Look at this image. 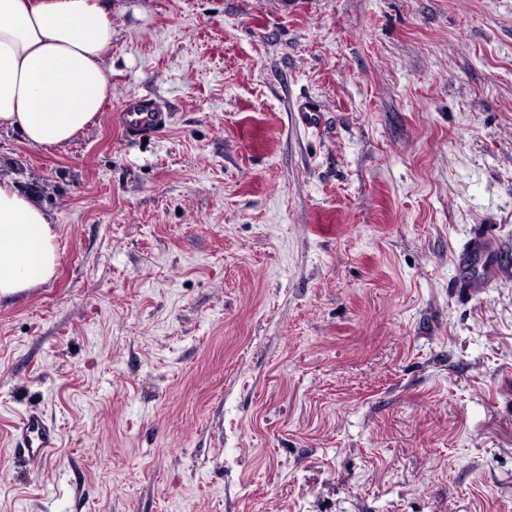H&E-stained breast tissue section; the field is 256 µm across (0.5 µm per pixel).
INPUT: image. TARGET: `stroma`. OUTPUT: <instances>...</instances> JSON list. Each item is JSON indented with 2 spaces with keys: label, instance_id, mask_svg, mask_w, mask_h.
Returning <instances> with one entry per match:
<instances>
[{
  "label": "stroma",
  "instance_id": "35a3bbf8",
  "mask_svg": "<svg viewBox=\"0 0 512 512\" xmlns=\"http://www.w3.org/2000/svg\"><path fill=\"white\" fill-rule=\"evenodd\" d=\"M110 18L97 122L0 131L59 234L0 300V512H512V0ZM120 117L127 135L148 136L165 128L168 114L156 101L128 97L122 102ZM17 448H24L33 458L48 456L56 448V433L36 415H28L18 425Z\"/></svg>",
  "mask_w": 512,
  "mask_h": 512
}]
</instances>
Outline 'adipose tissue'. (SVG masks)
Returning a JSON list of instances; mask_svg holds the SVG:
<instances>
[{"label": "adipose tissue", "instance_id": "ef3b65f1", "mask_svg": "<svg viewBox=\"0 0 512 512\" xmlns=\"http://www.w3.org/2000/svg\"><path fill=\"white\" fill-rule=\"evenodd\" d=\"M109 0H0V129L60 148L94 124L108 94ZM58 233L18 183L0 179V300L55 274Z\"/></svg>", "mask_w": 512, "mask_h": 512}]
</instances>
